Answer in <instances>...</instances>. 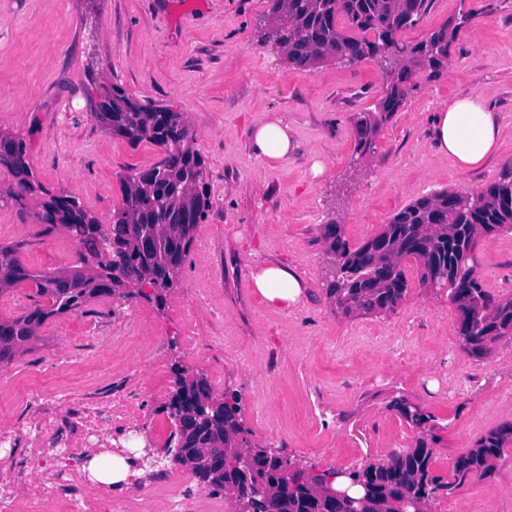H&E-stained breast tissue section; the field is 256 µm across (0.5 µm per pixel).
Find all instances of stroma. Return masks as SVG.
<instances>
[{"label": "stroma", "mask_w": 512, "mask_h": 512, "mask_svg": "<svg viewBox=\"0 0 512 512\" xmlns=\"http://www.w3.org/2000/svg\"><path fill=\"white\" fill-rule=\"evenodd\" d=\"M269 0H0V130L23 139L54 195L77 197L108 224L122 203L119 177L161 156L129 145L91 116L89 81L116 85L181 113L204 160L212 207L198 225L178 283L164 305L102 296L48 319L29 350L0 367V428H22L40 402L11 385L37 382L104 402L121 396L139 436L164 448L174 422L171 365L231 389L252 441L307 470H344L414 447L418 427L389 403L404 397L432 418L431 470L453 461L491 430L512 423V335L488 355L465 350L447 292L423 287L414 260L403 305L386 315L349 316L326 295L329 256L321 227L341 225L363 245L418 198L480 191L512 169V0H434L403 40L416 43L469 15L438 77L420 70L403 105L356 150L355 121L386 90L371 60L331 57L310 70L289 67L265 42ZM482 97L503 136L480 166L461 170L433 143L448 100ZM299 143L288 160L258 157L250 131L271 114ZM0 206V241L22 243L35 269H66L77 256L64 229L39 236L32 216ZM475 268L486 288L512 297V234L481 240ZM291 269L303 295L269 306L252 286L262 266ZM406 345L392 361L383 339ZM459 376V390L444 389ZM428 512H512V450L492 476L437 497Z\"/></svg>", "instance_id": "stroma-1"}]
</instances>
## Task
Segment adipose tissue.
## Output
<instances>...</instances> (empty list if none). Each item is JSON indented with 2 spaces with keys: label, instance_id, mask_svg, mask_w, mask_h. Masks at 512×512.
I'll list each match as a JSON object with an SVG mask.
<instances>
[{
  "label": "adipose tissue",
  "instance_id": "ef3b65f1",
  "mask_svg": "<svg viewBox=\"0 0 512 512\" xmlns=\"http://www.w3.org/2000/svg\"><path fill=\"white\" fill-rule=\"evenodd\" d=\"M502 126L495 113L475 96L460 97L441 106L435 124L438 148L462 169L480 165L497 147ZM251 142L257 156L284 160L297 144L279 115L255 128ZM253 286L270 304L290 307L297 303L301 283L295 274L278 266H266L252 276Z\"/></svg>",
  "mask_w": 512,
  "mask_h": 512
}]
</instances>
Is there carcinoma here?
Listing matches in <instances>:
<instances>
[{
    "label": "carcinoma",
    "mask_w": 512,
    "mask_h": 512,
    "mask_svg": "<svg viewBox=\"0 0 512 512\" xmlns=\"http://www.w3.org/2000/svg\"><path fill=\"white\" fill-rule=\"evenodd\" d=\"M265 40L285 52L298 70L317 66L328 56L350 62L377 59L388 77L378 110L356 121L357 150L374 149L377 129L403 105L413 73L426 66L437 74L448 62V47L462 21L433 31L419 43L397 35L419 24L434 0H269ZM100 111L91 113L101 129L131 145L148 142L162 157L148 167L119 176L122 206L112 224L99 220L70 196H48L34 213L50 234L64 228L78 248L81 265L65 270H32L22 264L23 244L0 242V297L23 282L39 300L27 313L0 319V364L28 349L49 318L77 312L103 295L134 297L146 285L148 298L161 305L178 280L195 240L198 224L212 207L204 162L192 149L194 139L178 112L141 101L119 86L99 93ZM0 168L15 181L9 198L20 207L44 193L31 167L26 144L11 133L0 138ZM512 233V169L477 195L442 191L422 197L393 215L381 231L352 249L340 225L325 224L322 238L331 255L326 294L344 315L394 313L406 300L409 282L402 266L417 265L419 283L439 277L460 313L457 335L464 348L481 354L500 337L512 334V299H500L477 275L474 250L493 233ZM177 390L170 417L180 419L166 448L181 453L172 462L191 467L198 481L246 512H426L440 495H451L473 477H488L504 449L512 447V424L503 425L458 457L448 481L433 475L432 449L420 437L415 447L386 461L347 469L344 475L363 495L329 496L321 477L253 444L243 423L238 393L213 392L203 377L175 371ZM390 408L417 427L430 420L403 398ZM208 459L201 461V449Z\"/></svg>",
    "instance_id": "cac0c4a2"
}]
</instances>
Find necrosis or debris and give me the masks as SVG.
Returning a JSON list of instances; mask_svg holds the SVG:
<instances>
[{
    "label": "necrosis or debris",
    "instance_id": "1",
    "mask_svg": "<svg viewBox=\"0 0 512 512\" xmlns=\"http://www.w3.org/2000/svg\"><path fill=\"white\" fill-rule=\"evenodd\" d=\"M26 396L44 398L46 410L34 422L43 447L52 449V473L54 481L43 487L39 473L42 458L38 455H23L16 461L12 485L0 489V512H13L17 502H26L32 512H38L44 495H52L59 512H128L131 497L149 493L146 485L137 484L129 488L127 496L103 500L74 476L83 460L74 456L72 449L77 443L99 435L101 428L95 416L99 403L94 401H72L69 394H43L38 385L29 383L24 387Z\"/></svg>",
    "mask_w": 512,
    "mask_h": 512
}]
</instances>
